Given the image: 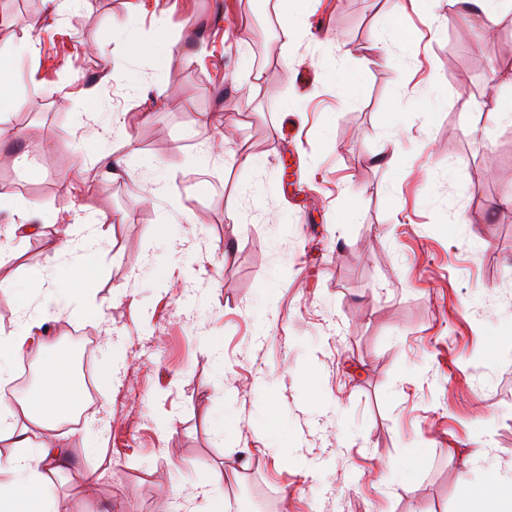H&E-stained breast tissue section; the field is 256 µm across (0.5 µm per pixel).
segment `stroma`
<instances>
[{
  "label": "stroma",
  "mask_w": 512,
  "mask_h": 512,
  "mask_svg": "<svg viewBox=\"0 0 512 512\" xmlns=\"http://www.w3.org/2000/svg\"><path fill=\"white\" fill-rule=\"evenodd\" d=\"M496 10L484 39L451 0H77L54 18L14 0L0 197L57 229L81 206L112 224L82 282L101 318L48 324L27 361L32 391L78 333L94 373L117 369L87 411L103 452L88 422L62 435L58 512H183L206 479L243 512L228 463L266 512H512V487L463 492L512 477V91L473 67L512 63V0ZM128 22L177 58L130 54ZM14 247L0 280L37 304L42 240Z\"/></svg>",
  "instance_id": "obj_1"
}]
</instances>
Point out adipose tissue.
I'll return each instance as SVG.
<instances>
[{
    "instance_id": "adipose-tissue-1",
    "label": "adipose tissue",
    "mask_w": 512,
    "mask_h": 512,
    "mask_svg": "<svg viewBox=\"0 0 512 512\" xmlns=\"http://www.w3.org/2000/svg\"><path fill=\"white\" fill-rule=\"evenodd\" d=\"M33 208L18 206V223L0 228V261L9 256L15 240L36 236L46 247V264L35 270L30 280L41 299L35 308L26 309L24 320L14 331L0 329V382L8 383L14 365L36 353L35 338L49 321L71 312L73 317L89 319L96 311L79 294L85 272V258L105 240L109 230L103 215H83L72 231L58 234L45 225L32 223ZM67 290L68 306H61L60 290ZM83 393L72 375L70 363L54 357L44 372L35 393L18 399L16 405L0 407V445L18 449V456L0 465L10 482L0 483V512H56L51 477L58 470L66 449L61 442L46 444L35 439L36 432L56 431L67 411L79 406Z\"/></svg>"
}]
</instances>
